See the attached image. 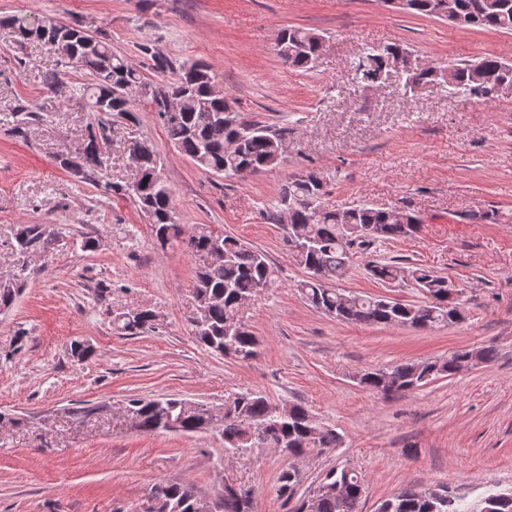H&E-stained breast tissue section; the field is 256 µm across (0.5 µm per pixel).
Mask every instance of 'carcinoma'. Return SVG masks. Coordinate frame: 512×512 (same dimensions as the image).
I'll return each mask as SVG.
<instances>
[{"label": "carcinoma", "mask_w": 512, "mask_h": 512, "mask_svg": "<svg viewBox=\"0 0 512 512\" xmlns=\"http://www.w3.org/2000/svg\"><path fill=\"white\" fill-rule=\"evenodd\" d=\"M399 9L425 17L446 19L459 27H480L512 33V0H403ZM0 28L12 34L19 50L39 45L56 57V66L43 76L51 88L60 71L78 67L87 81L75 87L76 95L87 100L90 121L75 148L80 154L79 168L69 166L64 154L53 162L78 181L104 192L123 193L133 198L146 215L156 242L181 240L195 258L192 297L195 305L205 309L202 319L191 318L189 330L205 349L240 362L258 355L260 342L242 320V303L271 287L276 270L262 251L240 239L226 235L208 224H195L186 233L178 224L174 192L162 174L161 158L153 145L135 141L140 149L142 170L139 177L125 185L108 180V159L99 144L112 132V117L132 118L135 106L144 103L162 124L168 139L196 167L211 174L241 175L279 165L283 160L284 130L251 120L234 109V102L213 95L214 77L203 63L174 64L149 45L151 68L170 78L155 81L128 58L112 50L106 41L87 33L79 22L64 23L53 19L39 24L36 19L20 15L0 16ZM322 47V36L310 29H282L277 57L292 71H307ZM403 51L397 45L366 53L357 72L363 82L388 75L391 55ZM494 75L512 83V65L493 57L475 63L450 61L429 66L411 75L419 83H439L475 96L482 95L480 75ZM150 89L136 98L126 91L141 84ZM174 96L179 111H164V100ZM15 124L12 131L27 138L25 126L37 119L31 105L18 100L12 108ZM320 176L310 171L291 179L282 188L279 199L269 208L270 220L280 221L288 210L285 242L294 244L292 257L306 272L297 288L314 309L352 324L410 326L432 329L459 322V298L448 277L420 266H403L393 261H374L366 266L369 276L381 285L408 280L432 301L424 304L373 294L347 292L333 286L353 262L354 248L365 249L379 241H393L410 236L420 218L406 212L403 222L392 220L389 210L368 204L336 209L324 200ZM58 231L52 224H19L14 233V247L21 252L52 251ZM221 248L224 257L212 258ZM153 312L139 310L135 318L120 313L113 318V329L122 336H139L153 328ZM492 347L462 348L443 360L405 361L389 368L363 373L359 380L364 388L389 395L422 387L438 377H451L465 364L476 359L481 364L495 360ZM279 404L265 394L247 391L239 394L219 423L224 450L250 453L256 448H280L291 456H303L322 448H334L339 435L325 428L301 404L288 405V413L278 411ZM129 409L140 418L137 429L142 433L158 431L196 433L209 429L208 408L198 402L177 397L132 399ZM300 477L288 468L278 478V492L286 500L294 497ZM365 493L361 476L348 467L329 470L314 489V510L310 499L303 498L294 512H359ZM382 512H512V490L474 496L464 486H428L401 488L384 500ZM221 512H252L250 493L231 486L224 487ZM146 512H211L209 501L188 481H170L155 486L152 503Z\"/></svg>", "instance_id": "1"}]
</instances>
